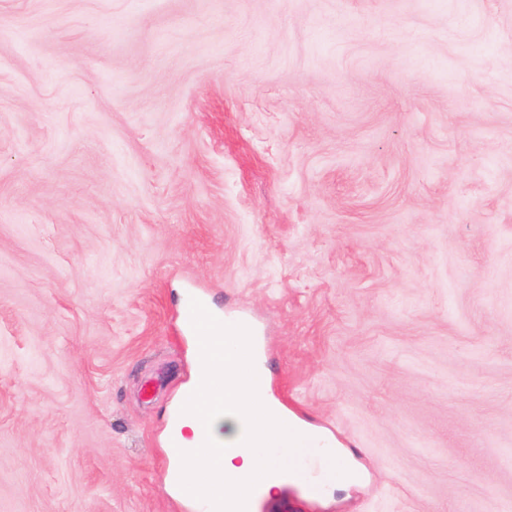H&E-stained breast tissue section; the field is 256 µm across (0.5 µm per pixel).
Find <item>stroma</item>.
Wrapping results in <instances>:
<instances>
[{"label": "stroma", "instance_id": "stroma-1", "mask_svg": "<svg viewBox=\"0 0 512 512\" xmlns=\"http://www.w3.org/2000/svg\"><path fill=\"white\" fill-rule=\"evenodd\" d=\"M362 472L512 512V0H0V512H174L188 295Z\"/></svg>", "mask_w": 512, "mask_h": 512}]
</instances>
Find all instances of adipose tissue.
I'll return each instance as SVG.
<instances>
[{
	"label": "adipose tissue",
	"instance_id": "obj_1",
	"mask_svg": "<svg viewBox=\"0 0 512 512\" xmlns=\"http://www.w3.org/2000/svg\"><path fill=\"white\" fill-rule=\"evenodd\" d=\"M224 355L219 381L224 388V404L210 413L211 435L223 441V467L213 471L201 465L190 466L192 485L200 496L231 492L233 499L253 494L265 497L276 493L294 469L267 459L265 449L286 448L300 452L321 441V434L283 412L267 390L250 384L248 373L265 376L262 357L251 356L254 330L240 321L234 332L221 338Z\"/></svg>",
	"mask_w": 512,
	"mask_h": 512
}]
</instances>
